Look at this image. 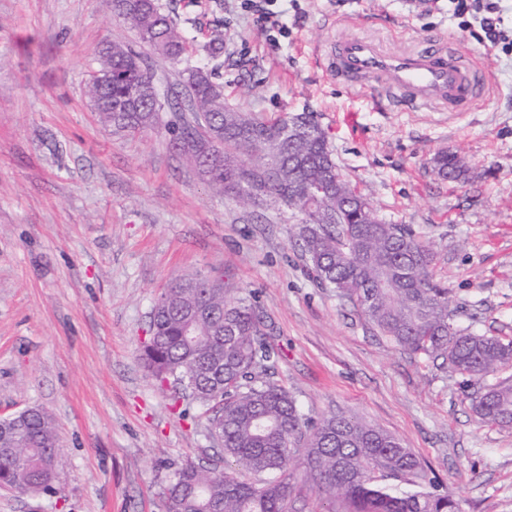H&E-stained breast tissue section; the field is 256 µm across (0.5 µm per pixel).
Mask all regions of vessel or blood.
I'll return each instance as SVG.
<instances>
[{
    "label": "vessel or blood",
    "mask_w": 512,
    "mask_h": 512,
    "mask_svg": "<svg viewBox=\"0 0 512 512\" xmlns=\"http://www.w3.org/2000/svg\"><path fill=\"white\" fill-rule=\"evenodd\" d=\"M322 65L337 81L381 86L386 95L414 105H447L463 112L488 89L487 71L475 66L456 39L446 51L389 54L371 39L351 35L329 43Z\"/></svg>",
    "instance_id": "obj_1"
}]
</instances>
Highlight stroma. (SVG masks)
Listing matches in <instances>:
<instances>
[{
  "label": "stroma",
  "mask_w": 512,
  "mask_h": 512,
  "mask_svg": "<svg viewBox=\"0 0 512 512\" xmlns=\"http://www.w3.org/2000/svg\"><path fill=\"white\" fill-rule=\"evenodd\" d=\"M158 2L196 44L180 63L155 59L159 92L222 38L227 105L311 113L379 217L436 253L455 325L512 338V69L449 19L448 0ZM353 33L393 53L453 35L491 88L474 111L451 112L336 82L314 57ZM105 41L138 45L107 0H0V417L46 408L64 453L51 492L0 488V512H167L172 472L216 463L204 407L140 358L155 301L196 273L256 303L271 377L306 414L394 435L461 512H512V427L485 423L465 377L398 349L313 280L290 212L209 188L171 146L175 100L152 131L98 120L85 86ZM443 152L464 180L438 177ZM288 483L287 512L348 510L306 477L303 449Z\"/></svg>",
  "instance_id": "stroma-1"
}]
</instances>
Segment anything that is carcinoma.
<instances>
[{"mask_svg": "<svg viewBox=\"0 0 512 512\" xmlns=\"http://www.w3.org/2000/svg\"><path fill=\"white\" fill-rule=\"evenodd\" d=\"M113 15L130 25L151 53L179 60L190 38L158 0H109ZM206 63L187 69L189 116L172 123L173 145L202 180L247 205L285 206L300 216L298 238L310 273L356 304L380 335L401 349L466 376L476 384L512 362V340L459 328L450 322L448 288L435 280V252L411 228L380 221L367 199L345 179L321 126L308 112L295 115L304 132L290 141L288 114L265 117L232 109L213 82L224 45L203 46ZM99 69L112 79L90 82L86 94L99 119L116 132L138 133L162 123L154 109L153 72L145 54L105 42ZM439 177L465 178L454 154L435 159ZM143 360L152 377L173 379L222 420L224 464L255 476L240 481L227 471L187 463L165 487L168 512H285L288 464L302 444L310 476L347 499L349 512H459L412 451L394 435L345 416L314 420L271 379L275 352L264 340L263 316L245 298L224 296L219 280L169 288L151 311ZM486 422L512 419V385L482 384L473 398ZM62 463L52 415L33 406L0 422V484L23 493L52 488ZM417 478L414 490L373 483L371 474Z\"/></svg>", "mask_w": 512, "mask_h": 512, "instance_id": "obj_1", "label": "carcinoma"}]
</instances>
